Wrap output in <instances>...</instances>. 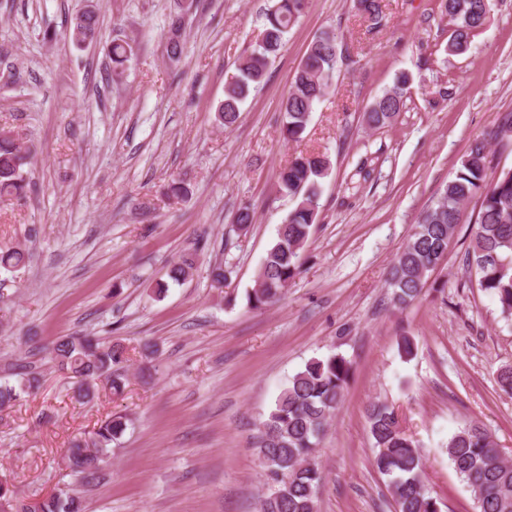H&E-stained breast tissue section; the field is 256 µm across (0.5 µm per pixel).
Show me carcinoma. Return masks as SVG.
Returning a JSON list of instances; mask_svg holds the SVG:
<instances>
[{
  "label": "carcinoma",
  "instance_id": "cac0c4a2",
  "mask_svg": "<svg viewBox=\"0 0 512 512\" xmlns=\"http://www.w3.org/2000/svg\"><path fill=\"white\" fill-rule=\"evenodd\" d=\"M452 25L448 51L460 54L487 23L490 0H442ZM309 0H275L267 10L257 43L227 80L224 101L217 120L232 128L240 116V106L250 91L265 80L272 58L287 41L293 24L304 14ZM353 9L368 28L379 30L388 23L382 0H352ZM99 15L92 4L71 17L65 37L83 46L96 38ZM184 20L177 16L169 24L166 51L177 60L183 52ZM112 69H121L132 55L126 42L112 41L108 50ZM337 34L321 33L311 44L294 76L292 90L283 103L281 135L285 142H300L310 122L315 104L330 91L338 64ZM409 74L403 72L364 112L373 129L389 126L405 105ZM32 150L19 144L11 129L0 130V200L26 195L29 182L25 168ZM487 144L474 142L448 180L437 201L420 216L398 252L390 270L388 287L392 300L406 307L417 300L427 275L448 256V244L459 224L462 208L474 197L481 210L467 251V268L475 273L477 287L497 298L502 314L512 317V170L486 179ZM330 168L328 155L299 152L278 174L282 192L296 202L278 229L277 239L267 250L256 288L247 294V304L260 309L279 299L298 272L299 251L310 237L319 214V179ZM25 253L8 248L0 253V269L7 271L23 264ZM195 254L187 253L167 272L169 281L181 282L193 274ZM56 364L68 371L77 384V395H94L96 382L105 379L115 394L125 385L127 348L118 341H102L97 336H63L52 347ZM351 372L344 357L332 355L309 361L289 380L278 395L275 407L261 423L256 448L269 480L262 512H317V490L321 481L314 460L329 420L341 403ZM41 386V378L25 374L19 386L0 383V408L17 401L21 394ZM368 431L378 449L373 464L387 476L397 512H440L424 482L419 444L401 427L395 411L374 404L367 411ZM127 428V418L119 415L105 420L90 440H78L67 449L66 467L74 475L90 481L102 468L114 443ZM448 459L477 503L479 512H512V463L506 460L486 429L469 421L454 432L446 444ZM82 501L74 495L51 494L38 501L37 512H82Z\"/></svg>",
  "mask_w": 512,
  "mask_h": 512
}]
</instances>
